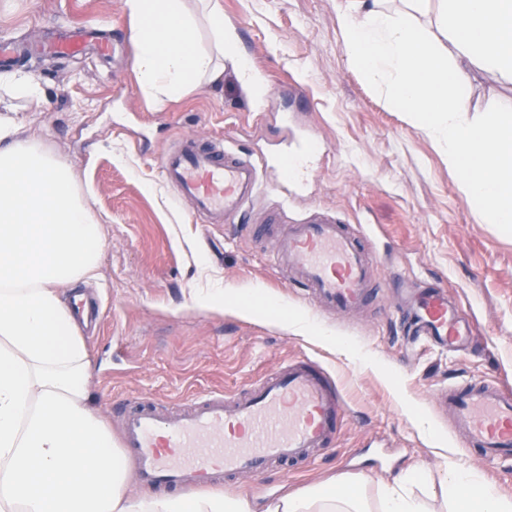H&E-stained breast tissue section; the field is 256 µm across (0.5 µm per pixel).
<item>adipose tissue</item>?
<instances>
[{
  "label": "adipose tissue",
  "mask_w": 512,
  "mask_h": 512,
  "mask_svg": "<svg viewBox=\"0 0 512 512\" xmlns=\"http://www.w3.org/2000/svg\"><path fill=\"white\" fill-rule=\"evenodd\" d=\"M124 0L134 23V69L164 104L200 79L219 82L232 62L252 88L261 81L224 35L220 0ZM413 9L342 0L338 23L349 60L387 85L397 108L415 112L443 151L477 214L512 224V117L468 122L471 68L512 79V0H439L444 44H429ZM206 21L211 49L196 43ZM28 118L0 114V512H253L239 495L176 497L127 492L128 462L103 426L89 390L92 361L63 291L94 278L100 223L70 166L25 137ZM453 512H512V499L478 473L448 462ZM268 512H366L328 483L287 495Z\"/></svg>",
  "instance_id": "adipose-tissue-1"
}]
</instances>
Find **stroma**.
Segmentation results:
<instances>
[{"mask_svg":"<svg viewBox=\"0 0 512 512\" xmlns=\"http://www.w3.org/2000/svg\"><path fill=\"white\" fill-rule=\"evenodd\" d=\"M221 5L225 31L264 81L262 104L228 63L220 84L201 83L156 108L133 70L123 0H0V39L32 48L12 68L45 91L28 132L70 165L102 223L100 268L80 287L102 306L100 326L84 337L101 420L116 437L125 400L231 394L280 364L309 358L346 398L331 448L287 472L277 465L261 477L224 479V493L266 512L286 494L332 479L380 512L384 488L417 468L424 481L407 493L425 512H452L449 457L512 498V462L480 456L434 403L437 391L462 380L512 387V227L477 217L414 113L394 107L387 90L348 61L339 0ZM84 23L103 25L114 52H43L44 43ZM466 103L478 122L512 115V82L474 71ZM188 134L271 159L307 140L317 151L287 192L265 190L240 220L200 224L160 170L162 153ZM285 198L294 219L323 209L368 233L378 291L372 305L350 314L320 310L276 267L267 239L237 230ZM404 282L447 289L477 327L468 350L448 353L406 338L396 310ZM251 289L261 313L233 303ZM207 291L222 293L223 307H199L195 298ZM295 313L340 347L295 334L287 325ZM418 410L431 432L415 422Z\"/></svg>","mask_w":512,"mask_h":512,"instance_id":"obj_1","label":"stroma"}]
</instances>
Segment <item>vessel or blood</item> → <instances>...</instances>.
<instances>
[{
  "label": "vessel or blood",
  "instance_id": "b4317fda",
  "mask_svg": "<svg viewBox=\"0 0 512 512\" xmlns=\"http://www.w3.org/2000/svg\"><path fill=\"white\" fill-rule=\"evenodd\" d=\"M110 48L108 38L90 30L46 45L53 54ZM160 167L191 202L194 217L212 224L242 214L262 188L261 167L223 142L183 137L162 156ZM247 231L269 238L276 264L326 311L347 312L372 299L370 257L333 214L312 211L302 223L290 224L272 211ZM401 296V314L415 339L457 348L473 336L474 324L443 287L407 285ZM436 403L457 417L483 457L512 460V390L470 381L440 393ZM344 407L341 391L319 363L292 361L233 394L194 401L174 415L163 402L130 405L120 446L148 483L205 490L227 475H261L276 463L307 462L334 441Z\"/></svg>",
  "mask_w": 512,
  "mask_h": 512
}]
</instances>
